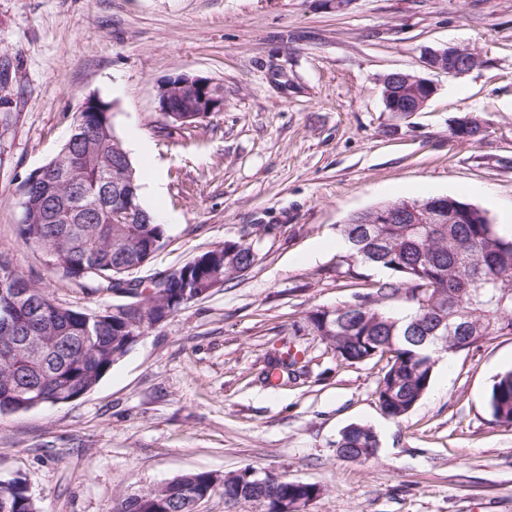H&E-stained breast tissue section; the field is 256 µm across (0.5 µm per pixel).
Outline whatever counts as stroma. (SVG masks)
Instances as JSON below:
<instances>
[{
	"label": "stroma",
	"mask_w": 512,
	"mask_h": 512,
	"mask_svg": "<svg viewBox=\"0 0 512 512\" xmlns=\"http://www.w3.org/2000/svg\"><path fill=\"white\" fill-rule=\"evenodd\" d=\"M466 46L481 67L451 77L435 51ZM15 70L0 115V251L75 308L114 298L52 278L17 238L18 188L66 141L86 98L113 104L123 141L146 143L165 243L150 281L224 243H251L240 279L148 332L75 401L0 416V479L39 512H110L189 471L252 469L311 483L307 512H512V428L487 405L512 370V336L438 359L403 418L381 412L376 361L337 358L307 324L365 292L328 272L337 225L383 202L451 196L512 233V0H0V57ZM436 86L418 112H391L381 79ZM202 76L223 111L166 137L157 88ZM464 117L471 139L451 134ZM306 372L271 385L273 355ZM372 426L375 457L336 452L349 424Z\"/></svg>",
	"instance_id": "35a3bbf8"
}]
</instances>
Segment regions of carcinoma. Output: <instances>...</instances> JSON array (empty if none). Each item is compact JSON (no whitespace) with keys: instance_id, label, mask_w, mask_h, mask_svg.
<instances>
[{"instance_id":"obj_1","label":"carcinoma","mask_w":512,"mask_h":512,"mask_svg":"<svg viewBox=\"0 0 512 512\" xmlns=\"http://www.w3.org/2000/svg\"><path fill=\"white\" fill-rule=\"evenodd\" d=\"M388 106L408 111L431 90L412 88L402 81L383 90ZM112 104L95 98L91 111L75 115L70 134L56 156L25 179L27 190L19 201L18 238L30 248L48 245L47 266L59 281H80L91 293L114 288H140L129 277L131 267L143 266L162 247L164 225L135 198L130 220L116 222L117 200L128 185L140 187L137 170L119 138ZM405 201L389 202L360 212L337 228L348 249L336 258L331 272L352 284L365 277L366 268L392 271L396 279L377 289L356 294V300L332 311L308 317L311 330L342 360L364 363L386 360L376 387L378 405L388 418L398 420L428 390L436 363L435 350L450 353L480 346L491 336L512 335V233L493 224L486 211L453 199L456 220L448 223V207L437 197L418 201L423 211H434L436 222L394 224L378 222ZM249 249L218 253L215 269L196 264L192 286L208 294L215 280L240 278ZM12 280L0 281V322L13 324L19 344L0 351V415L21 411L16 394L21 388H41L52 397L59 390H81L98 384L118 359L121 341L139 332L144 317L118 320L100 309L96 320L89 311L55 302L49 289L25 273L12 269ZM21 284L27 294L17 301L11 288ZM178 282L162 284L155 277L146 286V306L161 304ZM403 296L409 304L404 316L385 309V303ZM34 345L42 357L32 360L23 342ZM493 420L512 427V371L500 375L488 396ZM380 447L377 432L364 424L345 427L336 441L344 460L369 459L368 449ZM305 488L283 479L266 489L275 498L308 495ZM211 493V472L191 471L162 493L150 489L120 500L113 512H182L186 498ZM9 512H29L24 484L0 480V504Z\"/></svg>"}]
</instances>
